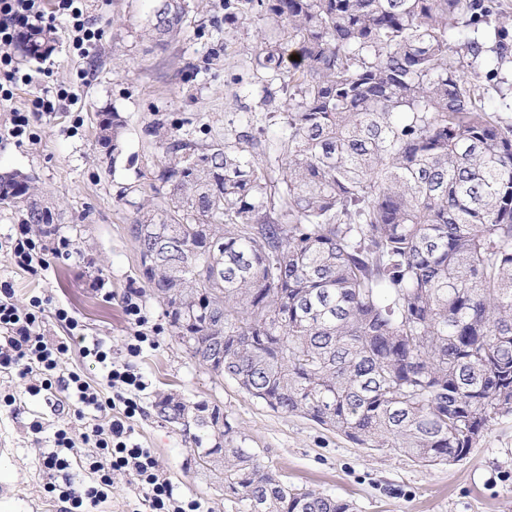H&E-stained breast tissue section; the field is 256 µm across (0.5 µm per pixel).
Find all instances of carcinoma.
Here are the masks:
<instances>
[{
    "label": "carcinoma",
    "instance_id": "carcinoma-1",
    "mask_svg": "<svg viewBox=\"0 0 512 512\" xmlns=\"http://www.w3.org/2000/svg\"><path fill=\"white\" fill-rule=\"evenodd\" d=\"M223 8L226 24H265L254 61L285 91L280 178L256 159L250 114L222 143L148 126L164 148L158 202L128 201L138 247L152 248L143 227L162 230L146 287L192 358L270 409L424 466L463 458L512 415V15L501 0ZM187 14L185 0H150L156 46ZM54 45L47 30L17 38L29 59ZM122 127L104 113L99 142L117 150ZM17 177L0 174V201L24 194L8 205L20 222L52 223L34 178ZM157 408L170 424L189 414L172 397ZM197 410L238 512H354L288 486L219 407Z\"/></svg>",
    "mask_w": 512,
    "mask_h": 512
}]
</instances>
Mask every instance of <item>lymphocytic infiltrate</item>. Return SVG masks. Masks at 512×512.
<instances>
[{"label":"lymphocytic infiltrate","instance_id":"f902f5d3","mask_svg":"<svg viewBox=\"0 0 512 512\" xmlns=\"http://www.w3.org/2000/svg\"><path fill=\"white\" fill-rule=\"evenodd\" d=\"M86 11L87 0H0V101L13 100L22 85L35 90L30 107L11 109L9 124L0 132L5 138L18 143L36 140L39 120L77 102L76 94L66 86L46 87L49 70L21 71L9 46L23 31L54 30L57 19L62 18L73 48L78 55H85L102 37L101 29L89 22ZM8 249L14 263L31 273L47 270L50 258L68 259L74 254L67 237L37 236L25 224L18 225L10 235ZM123 311L131 331L125 360H113L110 351L97 341L82 349L84 356L93 357L106 369L107 386L102 389L66 367L72 343L85 338L82 324L69 310L62 306L47 310L45 299L36 295L26 305H19L12 285L0 283V372L14 371L22 378L32 373L41 375V390L59 388L67 392L77 403L76 417L84 423L77 440L67 430L57 431L54 451L42 457L47 477L44 489L57 493L60 500L71 502L73 507L91 512L111 488L113 474L120 472L133 478L150 512H205L200 500L177 493L152 450L132 437V422L144 413L142 400L149 387L135 359L144 346L153 344L159 327L151 323L143 304L133 298L124 300ZM49 313L66 329L65 337L53 342L47 340L44 329ZM79 443L97 451L90 465L95 484L85 489L58 487L55 474L67 467L66 454Z\"/></svg>","mask_w":512,"mask_h":512}]
</instances>
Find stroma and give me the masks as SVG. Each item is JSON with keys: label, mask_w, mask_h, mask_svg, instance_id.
<instances>
[{"label": "stroma", "mask_w": 512, "mask_h": 512, "mask_svg": "<svg viewBox=\"0 0 512 512\" xmlns=\"http://www.w3.org/2000/svg\"><path fill=\"white\" fill-rule=\"evenodd\" d=\"M180 36L166 49L154 46L144 24L148 0H90L88 16L103 35L79 57L65 29L45 61L20 60L26 70L51 67L55 82L70 86L74 107L43 119L37 142L0 141V172L34 176L55 211L58 234L74 244L75 257L51 259L31 274L16 267L2 243L19 222L0 208V282H9L19 304L41 295L68 308L88 339H103L114 359H124L129 328L122 303L137 294L162 330L138 365L150 383L135 438L152 449L172 483L201 500L207 512H235L224 482L203 468L193 431L158 417L155 405L175 394L191 403L220 406L237 430V442L253 449L262 465L288 485L352 502L355 512H512V416L499 418L464 458L424 466L389 450L359 448L313 421L267 408L232 380L199 365L172 336L165 309L144 288L140 256L130 234L132 208L121 195H154L152 173L163 154L148 125L163 123L172 136L201 143L223 141L238 129L242 113L259 115L251 134L267 147L264 165L277 178L279 81L251 60L260 23L224 27L223 0H188ZM118 112L123 124L117 160L97 141L100 113ZM112 290L103 301L92 290L97 277ZM16 373L0 372V502L10 512H68L69 503L43 489L40 459L53 450L54 433L80 435L72 402L54 409L29 395Z\"/></svg>", "instance_id": "35a3bbf8"}]
</instances>
